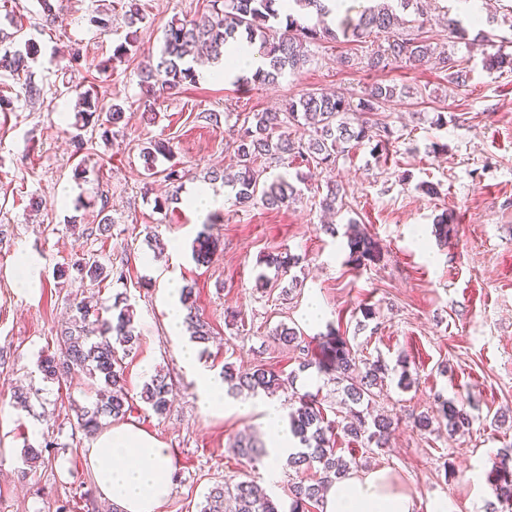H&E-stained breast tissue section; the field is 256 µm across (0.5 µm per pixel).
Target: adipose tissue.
Here are the masks:
<instances>
[{
  "label": "adipose tissue",
  "instance_id": "ef3b65f1",
  "mask_svg": "<svg viewBox=\"0 0 512 512\" xmlns=\"http://www.w3.org/2000/svg\"><path fill=\"white\" fill-rule=\"evenodd\" d=\"M265 66V58L253 46L231 42L224 47L222 65L206 67L200 75L226 80ZM178 356L197 380L201 408L223 412L224 382L199 367L196 346L181 344ZM259 408L267 431L268 475L274 479L294 448L282 425L280 404L268 399ZM85 456L99 490L119 512H160L171 491L175 463L170 449L154 436L130 424L115 426L99 434ZM321 512H415V501L390 469L382 467L333 483L324 494Z\"/></svg>",
  "mask_w": 512,
  "mask_h": 512
}]
</instances>
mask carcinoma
I'll return each instance as SVG.
<instances>
[{"mask_svg": "<svg viewBox=\"0 0 512 512\" xmlns=\"http://www.w3.org/2000/svg\"><path fill=\"white\" fill-rule=\"evenodd\" d=\"M210 10L199 19L174 20L164 30L163 46L156 64L141 67L138 77L140 86L149 94L175 95L184 87L196 82L192 62L201 50H206L215 59L224 56V45L237 35H246V41L258 45L259 53L268 60L267 68L259 69L252 75V81L270 83L285 73L293 74L307 62L306 45L323 40L360 42L375 33L382 35L384 43L366 56V67L383 70L392 63L418 67L438 59L448 71V83L462 87L469 81L468 67L451 60L448 53L437 50L429 38L420 34H403L398 27L403 24L396 9L422 13L421 0H371L373 5L360 10L358 17L347 14L336 21L335 26L306 24L299 22L294 14L282 15L278 8L280 0H209ZM306 18L322 19L332 13L327 0H293ZM145 22L136 0H130L127 13L125 42L117 46L112 59L122 60L136 46L135 27ZM15 37L13 33L0 34V72L21 79L28 73V60L37 54V43L31 39L24 42L22 49H10L6 40ZM499 40L496 52L484 59L488 70L512 67V54L505 52L509 38L488 36L489 42ZM76 95L80 110L77 123L85 120L98 110L97 92L91 87L71 89ZM416 94L409 85L374 84L365 90L358 100L341 93L306 92L289 99L278 110L252 113L250 123L242 126L234 141L238 171L224 176L235 189L239 204L262 203L267 208H279L296 200L300 189L281 176L272 182H260L262 171L257 162L261 159H281L298 155L316 169L330 170L339 158L366 142L374 143L373 150H389L393 132L384 122L370 119L379 111L380 105L396 97H410ZM128 122L125 108L121 103H112L105 109V120L99 124V136L109 140L111 128ZM302 125L310 129L306 142L295 141L284 128ZM173 153L170 142L155 140L142 151L145 169L155 172L158 157ZM343 194L339 186L327 187L320 207L334 211L342 203ZM350 257L356 261L371 260L380 251L373 237L360 232L348 241ZM217 248V241L208 230L199 232L193 244L192 255L199 264H205ZM81 278L93 284H100L113 273L108 266L93 256L82 257L73 263ZM180 302L187 310L185 323L191 329V338L197 343H206L210 338L207 324L195 312L193 288H184ZM112 319H90V309L82 302L74 305L73 320L57 335L58 348L45 355L39 362V369L45 379L58 380L75 372L85 374L92 382L102 387L99 398L89 407L79 410V427L92 433L101 426V421L125 418L130 405L123 385V357L136 345L139 336L135 334L130 305L122 301L113 303ZM330 361L336 368V383L343 385V391L353 404L361 405L372 400L373 388L383 381L387 365L377 359L363 362L356 359L347 341L341 336L329 338L326 342ZM224 383L230 387L246 389L253 394L261 391L271 394L282 387L284 380L261 365L246 370H237L224 364ZM169 394L167 377L161 373L152 376L141 392L142 400L154 413L166 412ZM299 406L288 415V426L294 437L299 439L302 450L288 459V465L297 471L318 468L320 480L306 484L302 481L290 488L293 497L290 512H307L308 508L323 498V492L333 480L342 478L350 470L342 456L334 448L335 430L341 429L356 439H364L367 446L385 447L392 422L384 417L367 418L354 412L340 423L327 420L316 395L306 393L298 398ZM437 418L447 421L448 431L454 435L465 432L471 417L463 406L443 402ZM237 453L249 460L265 457L263 448L251 442L240 441ZM497 498L502 509H512V474L505 471L497 477ZM200 512H279L277 505L269 498L257 493L253 484L240 481L235 484L215 486L206 496V504Z\"/></svg>", "mask_w": 512, "mask_h": 512, "instance_id": "carcinoma-1", "label": "carcinoma"}]
</instances>
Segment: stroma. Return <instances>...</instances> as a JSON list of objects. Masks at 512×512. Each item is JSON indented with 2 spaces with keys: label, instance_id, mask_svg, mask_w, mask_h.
I'll return each mask as SVG.
<instances>
[{
  "label": "stroma",
  "instance_id": "35a3bbf8",
  "mask_svg": "<svg viewBox=\"0 0 512 512\" xmlns=\"http://www.w3.org/2000/svg\"><path fill=\"white\" fill-rule=\"evenodd\" d=\"M146 17L138 31V50L112 61L128 27L129 0H54L55 20H47L37 0H0V22L13 14L22 30L18 41L33 39L40 53L29 73L42 89L25 100L9 74L0 75V97L13 109L0 112V512H117L97 489L84 450L92 439L77 425L76 411L97 398V387L82 376L45 380L41 355L57 348L56 334L74 303L94 298L101 318H111L115 297L133 310L138 343L123 360L130 397L126 423L152 434L175 459L172 489L161 512H200L212 487L249 481L288 512L291 483L316 480V470L282 467L278 480L265 465L235 454L241 439L265 446L261 415L203 411L195 380L179 361V341L169 336L159 282L171 276L194 289L196 305L210 325L211 338L199 351L205 368L221 373L224 364L246 369L262 365L294 374L275 392L283 412H291L305 392L318 393L331 420L344 416L345 395L328 367L324 348L329 329L340 330L358 358L383 359L389 368L370 412L392 422L387 447H363L344 432L335 446L345 460L363 470L392 469L411 492L416 512L430 500L449 497L461 512H486L496 502L495 473L512 469V71L486 70L483 34L512 31V0H480V17L463 0H426L424 27L431 41L448 45L446 15L462 19L467 39L452 45L455 59H466L470 80L449 87L439 65L390 66L382 72L349 66L345 57L364 56L370 44L324 40L310 44L300 71L273 83L196 81L181 94L159 99L146 112L149 96L136 77L140 66L157 60L163 30L172 19H192L208 10V0H138ZM109 17L92 25L94 11ZM81 62L69 66L72 53ZM106 72H99L101 62ZM406 84L420 95L396 97L378 114L394 131L387 152L373 156L363 145L341 157L334 170H309L291 156L263 164V179L285 174L301 178L300 199L269 209L236 204L222 181L211 189L224 198L216 224L191 212L182 198L202 183L207 171L235 172L233 132L248 113L281 107L305 92L336 91L357 98L374 83ZM94 86L103 104L123 103L131 118L110 141L94 128L84 146L72 142L78 110L72 86ZM220 115L219 123L206 119ZM445 125H433L434 113ZM163 139L172 160L185 173L172 184L146 177L141 150ZM442 152H434V145ZM86 170L74 176L76 167ZM343 188V206L325 218L319 202L327 182ZM435 194H427L425 185ZM179 194V202L157 209V200ZM453 211L447 237L435 233V219ZM109 216L110 231L85 236ZM356 221L382 246L379 260L359 265L349 259L346 229ZM332 222L335 234L325 233ZM210 229L219 241L208 264H197L192 244ZM157 244H148L147 233ZM181 238L180 254L168 244ZM301 255L299 284L269 266L283 251ZM97 253L111 258L122 276L93 286L72 265ZM37 262L38 283L16 287L14 269L21 256ZM266 284H259V277ZM325 311L306 318L310 299ZM375 311L364 319L363 308ZM300 329V346H284L272 332L280 325ZM307 370H300L303 361ZM167 376L169 409L155 414L141 398L156 373ZM408 386H401V377ZM26 400H18L17 392ZM464 405L472 416L465 433L449 435L445 422L416 428L438 399ZM51 439L43 462L26 464L25 448Z\"/></svg>",
  "mask_w": 512,
  "mask_h": 512
}]
</instances>
